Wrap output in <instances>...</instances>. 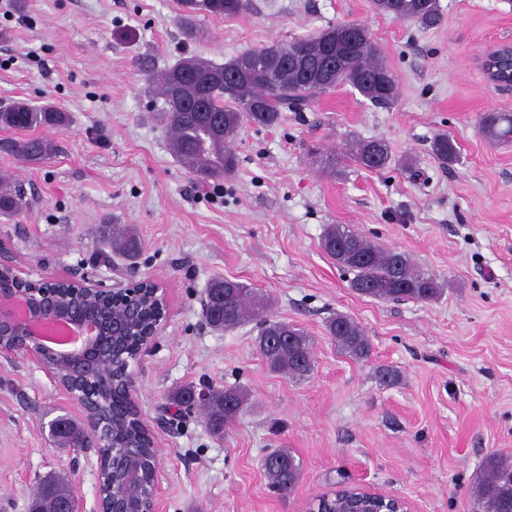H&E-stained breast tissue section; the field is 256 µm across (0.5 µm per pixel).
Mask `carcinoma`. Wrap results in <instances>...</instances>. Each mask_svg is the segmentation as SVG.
<instances>
[{
	"label": "carcinoma",
	"instance_id": "cac0c4a2",
	"mask_svg": "<svg viewBox=\"0 0 512 512\" xmlns=\"http://www.w3.org/2000/svg\"><path fill=\"white\" fill-rule=\"evenodd\" d=\"M375 9L397 21H411L425 28L440 22L439 0H373ZM247 0H181L178 28L187 40L197 37V13L233 16L242 12ZM351 26L342 22L315 35L294 37L287 42H273L258 49L245 50L222 65L188 57L150 77L162 99L160 119L171 131L173 153L177 161L202 179L222 178L233 174L238 159L230 142L245 125L272 127L285 119L286 112H303L311 108L318 95L338 85H348L375 105L392 103L397 83L391 70L379 57L370 37L354 44L336 41V33ZM324 44L336 46L339 67L327 79L318 73L316 52ZM206 98L210 120L202 121L192 111L193 104ZM68 113L51 105L32 106L17 101L0 110V127L31 131L46 126H65ZM480 132L490 141L512 140V114L484 112L478 116ZM6 148L27 162L47 159L53 143L41 136L12 140ZM433 157L442 164L457 161L458 150L446 134L434 137L430 146ZM351 160L368 170H382L391 161L389 145L382 139L356 140L350 147ZM29 206L20 182L0 177V215L10 217ZM112 251L129 258L142 250L136 231L114 225L108 229ZM323 251L336 263L354 274L351 288L360 295L387 300L414 299L430 302L438 299L444 284L436 277L416 269L408 256L399 251L382 249L341 224H330L321 240ZM208 288L224 296L217 321L223 330L253 322L257 328V348L269 366L294 377H303L312 369L308 336L300 328L273 319L268 297L255 292L235 279H213ZM158 309L147 299L139 312L138 325L146 329L157 321ZM327 331L337 348L346 356L362 361L371 355V343L364 330L350 316L334 314ZM124 365L108 370L112 381L105 385V402L116 413L123 408L122 376ZM247 401L241 390H213L206 409L207 424L215 435L236 420ZM63 447L80 448L84 442L78 426L64 435L52 434ZM112 445L118 450L133 451L142 459V478L152 477L153 451L147 447L138 423L122 419L112 431ZM262 468L272 487L281 495L292 492L300 476V463L292 452L278 449L267 454ZM72 492L62 477L48 476L39 482L32 508L35 512H54L59 499ZM473 512H512V460L502 455H488L480 475L471 488ZM353 494L340 490L318 499V512H334Z\"/></svg>",
	"mask_w": 512,
	"mask_h": 512
}]
</instances>
